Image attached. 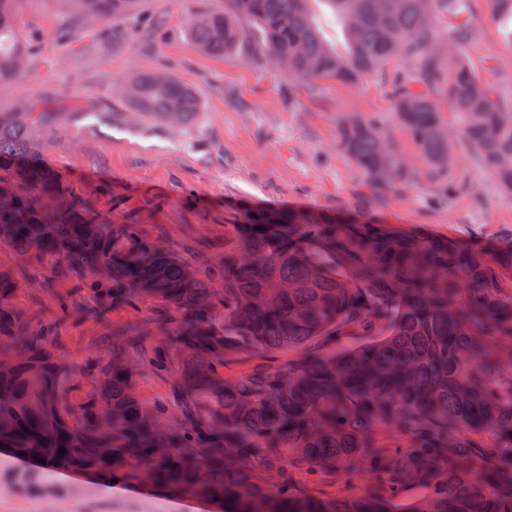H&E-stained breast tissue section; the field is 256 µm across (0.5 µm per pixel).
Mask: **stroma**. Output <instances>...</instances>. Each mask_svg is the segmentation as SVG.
<instances>
[{
	"label": "stroma",
	"instance_id": "stroma-1",
	"mask_svg": "<svg viewBox=\"0 0 512 512\" xmlns=\"http://www.w3.org/2000/svg\"><path fill=\"white\" fill-rule=\"evenodd\" d=\"M222 0H142L147 17L161 22L165 38L143 49L137 28L122 21L123 39L105 43L97 27L77 22L64 0H18L22 32L39 43L34 65L0 87V105L16 101L68 106L43 140V160L63 179L94 195L99 213L115 224L140 225L187 260L214 246L219 261L224 226L241 204L275 209L348 211L380 224L427 225L437 235L494 245L512 231V195L469 154L451 176L462 192L441 197L438 184L419 181L380 194L336 145L344 114L387 118L391 72L352 85L295 81L248 56L214 58L198 52L189 32L194 17ZM471 39L464 55L491 83L512 84V47L501 41L486 0H472ZM69 40H62L64 32ZM164 70L194 89L202 110L193 126L174 130L131 116L119 85L130 74ZM108 193H100V186ZM0 271L17 279L13 304L24 325L38 331L59 320L55 340L75 378L73 400L96 388L94 368L104 359L113 328L158 326L152 300L119 308L108 319L86 312L90 298L75 277L50 261L0 242ZM68 311H61V300ZM26 463L0 452V512H215L205 500L170 496L126 484H105L79 473H56L35 493L10 481Z\"/></svg>",
	"mask_w": 512,
	"mask_h": 512
}]
</instances>
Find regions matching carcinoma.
Wrapping results in <instances>:
<instances>
[{
	"mask_svg": "<svg viewBox=\"0 0 512 512\" xmlns=\"http://www.w3.org/2000/svg\"><path fill=\"white\" fill-rule=\"evenodd\" d=\"M0 0V84L36 56ZM344 42L330 44L313 0H224L198 16L192 44L211 57L244 52L290 79L353 84L395 58L392 114L423 167L381 124L338 121L340 150L375 189L428 177L447 195L464 147L512 192V95L462 55L469 0H320ZM102 28L139 0H65ZM512 44V0H487ZM143 119L187 127L195 91L164 72L129 76ZM53 113L0 106V241L57 263L108 317L147 298L165 306L160 336L112 332L97 389L78 404L72 377L31 333L0 272V447L43 474H89L207 500L217 512H512V248L375 224L343 212L242 206L228 225L219 283L188 261L111 224L92 197L38 155ZM297 351L286 364L229 377L241 357ZM147 369L172 379L170 398L135 393ZM65 449L59 455V449ZM337 489L317 497L297 474Z\"/></svg>",
	"mask_w": 512,
	"mask_h": 512,
	"instance_id": "1",
	"label": "carcinoma"
}]
</instances>
